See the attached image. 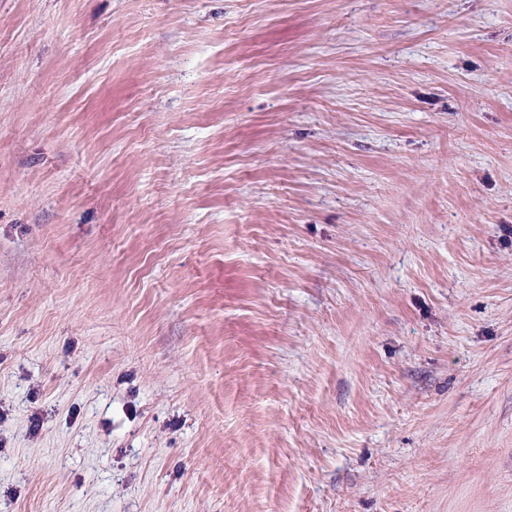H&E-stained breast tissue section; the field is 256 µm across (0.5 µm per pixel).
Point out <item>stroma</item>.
Instances as JSON below:
<instances>
[{
  "mask_svg": "<svg viewBox=\"0 0 512 512\" xmlns=\"http://www.w3.org/2000/svg\"><path fill=\"white\" fill-rule=\"evenodd\" d=\"M0 512H512V0H0Z\"/></svg>",
  "mask_w": 512,
  "mask_h": 512,
  "instance_id": "35a3bbf8",
  "label": "stroma"
}]
</instances>
